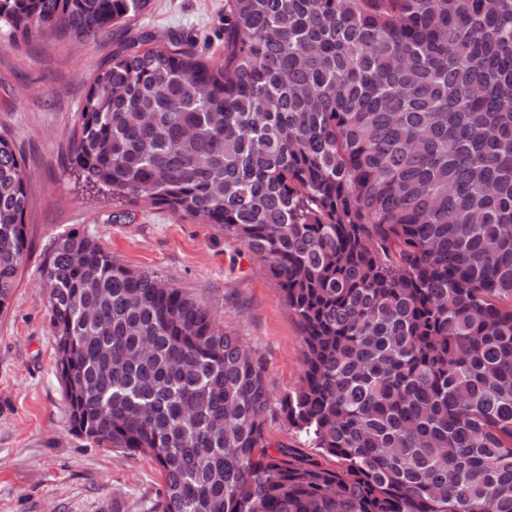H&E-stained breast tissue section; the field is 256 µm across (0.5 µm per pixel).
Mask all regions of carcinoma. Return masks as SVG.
Here are the masks:
<instances>
[{"mask_svg": "<svg viewBox=\"0 0 512 512\" xmlns=\"http://www.w3.org/2000/svg\"><path fill=\"white\" fill-rule=\"evenodd\" d=\"M148 3L0 0V30L87 41ZM150 42L89 87L76 179L266 263L305 344L278 411L316 456L268 441L204 302L76 232L42 269L71 429L155 460L153 512H512V0H224L219 69ZM28 182L0 135V310Z\"/></svg>", "mask_w": 512, "mask_h": 512, "instance_id": "cac0c4a2", "label": "carcinoma"}]
</instances>
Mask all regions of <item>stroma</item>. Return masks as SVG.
<instances>
[{
	"mask_svg": "<svg viewBox=\"0 0 512 512\" xmlns=\"http://www.w3.org/2000/svg\"><path fill=\"white\" fill-rule=\"evenodd\" d=\"M192 41L224 62V0H150L148 8L91 41L51 35L18 48L0 31V132L30 173L28 254L0 310V512H151L163 488L156 463L74 434L55 375L44 260L56 240L84 234L127 267L157 273L207 303L263 368L271 399L303 376L301 327L264 261L215 224L144 205H115L83 191L72 138L96 73L141 33Z\"/></svg>",
	"mask_w": 512,
	"mask_h": 512,
	"instance_id": "1",
	"label": "stroma"
}]
</instances>
